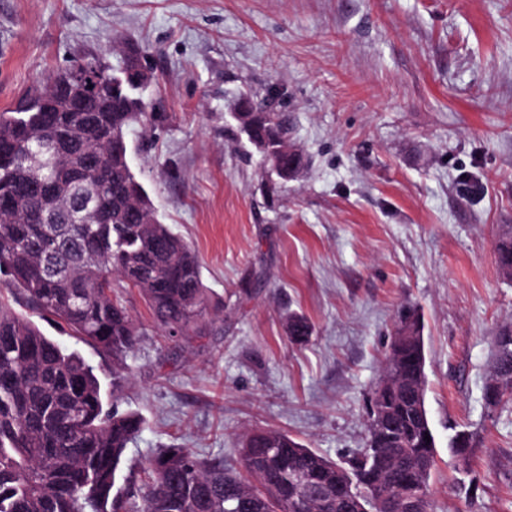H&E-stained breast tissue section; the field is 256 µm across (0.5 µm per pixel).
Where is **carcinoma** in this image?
I'll return each instance as SVG.
<instances>
[{"label":"carcinoma","instance_id":"carcinoma-1","mask_svg":"<svg viewBox=\"0 0 512 512\" xmlns=\"http://www.w3.org/2000/svg\"><path fill=\"white\" fill-rule=\"evenodd\" d=\"M114 69L94 55L73 61L72 82L49 79L40 91L0 112V272L41 316L123 360L138 328L112 297L120 277L145 299L155 324L172 337L203 331L208 294L194 251L155 214L148 192L127 161L125 133L150 120L143 89L151 74L139 51L119 48ZM100 71L88 112L69 111L67 92L83 75ZM234 119L277 180L268 197L306 166L288 140L281 112L258 108L240 94ZM94 184L99 214L72 207L85 174ZM500 273L512 280V226L494 245ZM391 345L383 375L398 377L374 391L385 412L383 432L340 465L286 433L257 430L243 436L239 463L260 485L245 483L234 466L163 448L140 469L136 494L116 489L128 443L144 426L133 412L108 406L94 369L76 351L45 335L0 299V512H432L430 478L436 440L426 419V359L422 325ZM288 339L311 335L307 320L284 319ZM488 409L512 399V322L494 336L492 370L484 386ZM430 440H425V435ZM451 449L469 460L473 435L458 433ZM172 457H167V454Z\"/></svg>","mask_w":512,"mask_h":512}]
</instances>
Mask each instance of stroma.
<instances>
[{
  "instance_id": "obj_1",
  "label": "stroma",
  "mask_w": 512,
  "mask_h": 512,
  "mask_svg": "<svg viewBox=\"0 0 512 512\" xmlns=\"http://www.w3.org/2000/svg\"><path fill=\"white\" fill-rule=\"evenodd\" d=\"M137 44L153 80L130 165L195 250L203 335L169 338L137 289L123 362L44 320L0 273L13 310L93 367L145 425L138 475L164 448L228 462L244 433H288L342 463L406 309L421 317L436 438L433 512H512V399L484 405L512 281L493 240L512 225V0H0V108L85 54ZM286 113L308 165L274 201L269 166L233 119L242 92ZM291 312L313 325L291 343ZM122 377L113 389L112 376ZM474 435L468 462L456 432Z\"/></svg>"
}]
</instances>
